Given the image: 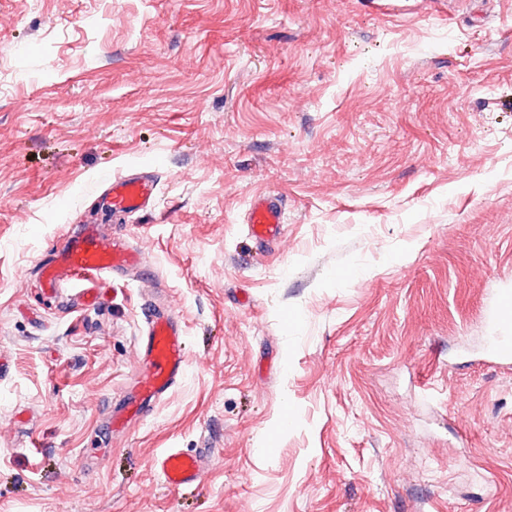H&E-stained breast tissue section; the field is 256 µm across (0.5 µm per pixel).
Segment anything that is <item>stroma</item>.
<instances>
[{
  "label": "stroma",
  "instance_id": "stroma-1",
  "mask_svg": "<svg viewBox=\"0 0 512 512\" xmlns=\"http://www.w3.org/2000/svg\"><path fill=\"white\" fill-rule=\"evenodd\" d=\"M141 169L155 205L112 218ZM91 222L153 285L42 290ZM499 288L512 0H0V512H512ZM152 302L187 371L114 438ZM171 448L199 485L162 481ZM105 204L113 216L139 214L152 206L157 194L155 171L105 179ZM248 234L259 247L277 243L285 227V211L278 195L266 193L254 196L247 212ZM154 467L163 481L172 488L185 489L196 485L199 481L202 466L197 455L187 454L180 450L170 449L154 460Z\"/></svg>",
  "mask_w": 512,
  "mask_h": 512
}]
</instances>
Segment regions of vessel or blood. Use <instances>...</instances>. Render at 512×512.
<instances>
[{
	"instance_id": "b4317fda",
	"label": "vessel or blood",
	"mask_w": 512,
	"mask_h": 512,
	"mask_svg": "<svg viewBox=\"0 0 512 512\" xmlns=\"http://www.w3.org/2000/svg\"><path fill=\"white\" fill-rule=\"evenodd\" d=\"M105 204L116 216L141 213L152 206L157 194L154 172L143 171L106 178ZM285 227V211L277 195L254 196L247 212L248 234L260 247L277 243ZM145 268L142 253L123 236L100 224H85L66 237L52 251V259L43 272V286L48 291L75 286L83 304H95L99 287L119 273L135 274ZM490 314L502 330L512 329V289H499ZM147 333L140 344L141 365L127 399L113 407L115 424L127 416L146 418L157 400L163 398L183 378L187 369L185 336L179 322L163 308L152 310ZM154 467L164 482L175 489H185L199 481L202 466L198 456L176 449L154 460Z\"/></svg>"
}]
</instances>
